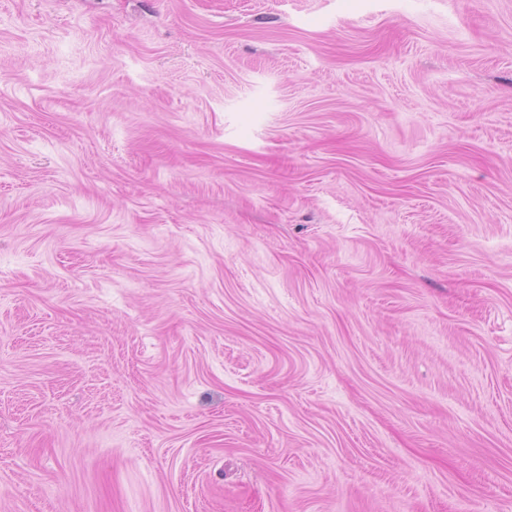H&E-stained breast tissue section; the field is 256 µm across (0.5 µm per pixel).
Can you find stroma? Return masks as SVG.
I'll return each mask as SVG.
<instances>
[{
	"instance_id": "35a3bbf8",
	"label": "stroma",
	"mask_w": 512,
	"mask_h": 512,
	"mask_svg": "<svg viewBox=\"0 0 512 512\" xmlns=\"http://www.w3.org/2000/svg\"><path fill=\"white\" fill-rule=\"evenodd\" d=\"M0 512H512V0H0Z\"/></svg>"
}]
</instances>
